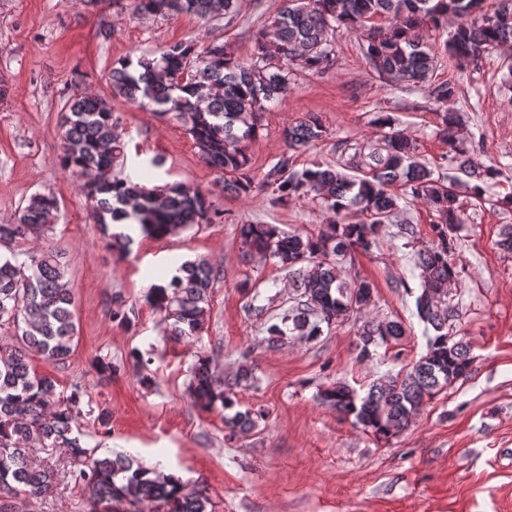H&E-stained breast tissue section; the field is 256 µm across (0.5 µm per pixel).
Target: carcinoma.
I'll return each mask as SVG.
<instances>
[{
    "instance_id": "1",
    "label": "carcinoma",
    "mask_w": 512,
    "mask_h": 512,
    "mask_svg": "<svg viewBox=\"0 0 512 512\" xmlns=\"http://www.w3.org/2000/svg\"><path fill=\"white\" fill-rule=\"evenodd\" d=\"M484 0H285L271 21L272 38L259 39L246 62L234 58L224 43L211 42L202 53L195 45L177 42L153 57H125L112 67V97L130 104L148 101L181 121L204 162L223 172L224 192L242 195L254 189L245 143L256 135L268 104L281 99L291 83L290 64L301 62L321 73L332 62L328 30L343 24L362 30L366 55L374 68L401 87H428L430 97L445 105L455 97L456 84L430 82L436 50L418 35L429 23L436 28L458 18L444 51L465 64L486 51L512 46V0H499L491 12L473 14ZM139 14H190L200 19H231L238 0H133ZM384 16L390 26L379 31L365 27ZM456 113L441 115L439 135L448 142V163L470 179L471 197L484 199L501 170L481 162L459 146ZM109 99L82 92L68 105L62 133L60 165L81 179L93 178L95 188L81 185L102 232L125 248L131 234L113 232L114 224L138 222L139 232L156 241L179 229L210 222V205L196 188L179 183L164 189L146 188L112 174L125 145L116 133ZM375 125L384 130L370 150L354 148L340 167L328 165L294 168L289 151L322 139L321 119L310 115L284 132L287 151L263 174L259 188L272 203L311 195L330 213L318 235L285 234L274 224H243L240 246L245 253L271 258L291 273L299 301L281 323L267 327L271 341L298 333L319 336L322 325L342 323L372 301L374 285L366 280L348 282L341 277L338 258L369 253L377 246L380 229L400 209V201H419L436 213L432 227L437 243L416 253L415 266L422 279L416 297L417 315L426 324L427 352L404 374L388 375L360 395L338 383L320 393L322 401L353 423L383 439L406 428L425 401L465 376L472 364L471 347L448 334L449 322L458 317L452 303L453 287L461 270L454 260L452 233L459 224L456 187L459 177L437 175L416 161L415 143L380 115ZM359 173L352 177L346 170ZM400 181L404 196L386 186ZM55 197L33 194L19 210L15 224H0V241L16 242L40 237L58 221ZM216 271L206 261H188L164 285L153 284L146 301L172 319L169 335L192 338L204 328L209 290ZM73 289L65 281L58 255L29 251L0 256V327L11 329L0 339V512H23L29 498L54 492L53 469L36 466L30 446L63 448L70 455L76 481L89 492L88 512H113L116 502L129 506L151 504L155 512H207L206 490L164 475L137 460L88 448L77 417L85 397L78 384L70 392L58 381L38 372L29 354L46 362H66L73 353L76 324ZM405 334L395 321H366L361 326L359 357L370 358L373 348L397 341ZM190 395L203 412L231 410L235 401L224 390V378L210 372L201 358L194 367ZM265 418L259 411H237L224 416L230 431H247Z\"/></svg>"
}]
</instances>
